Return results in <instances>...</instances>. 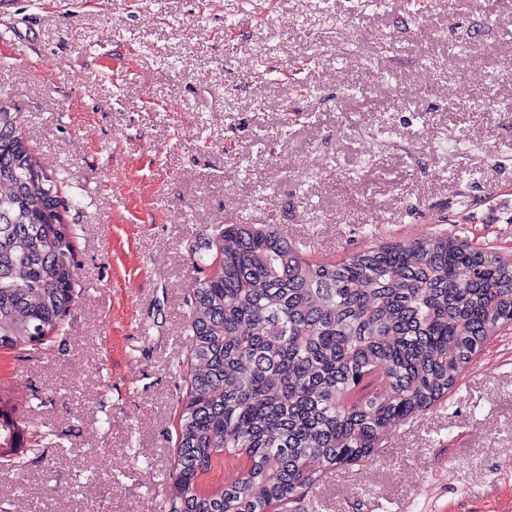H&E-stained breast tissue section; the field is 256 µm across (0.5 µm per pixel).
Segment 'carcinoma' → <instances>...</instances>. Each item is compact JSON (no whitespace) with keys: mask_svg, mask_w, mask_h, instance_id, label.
Here are the masks:
<instances>
[{"mask_svg":"<svg viewBox=\"0 0 512 512\" xmlns=\"http://www.w3.org/2000/svg\"><path fill=\"white\" fill-rule=\"evenodd\" d=\"M0 100V348L59 334L75 299L76 228ZM187 289L191 348L172 512H266L323 467L448 398L487 339L512 328V261L435 234L338 261L310 260L270 225H218ZM247 454L237 482L203 491L214 461Z\"/></svg>","mask_w":512,"mask_h":512,"instance_id":"cac0c4a2","label":"carcinoma"}]
</instances>
